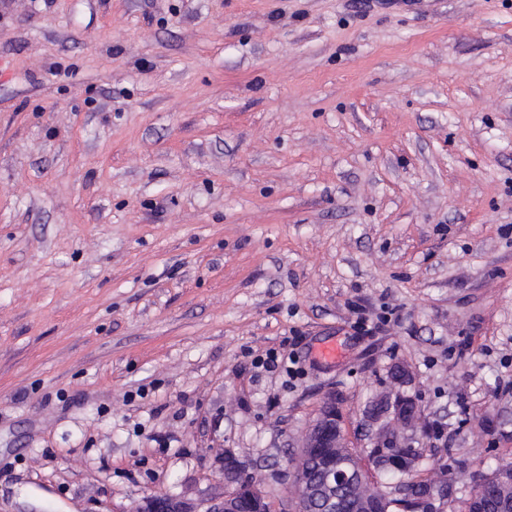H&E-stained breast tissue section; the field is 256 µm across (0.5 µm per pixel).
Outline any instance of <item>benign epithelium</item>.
Wrapping results in <instances>:
<instances>
[{
	"mask_svg": "<svg viewBox=\"0 0 512 512\" xmlns=\"http://www.w3.org/2000/svg\"><path fill=\"white\" fill-rule=\"evenodd\" d=\"M408 369L394 363L388 370V386L368 403L361 412L360 425L367 440V446L382 448L391 443L399 448H414L416 457L395 462L394 467L405 474V483L413 482L417 467L423 460V446L418 438L424 433V417L415 395L405 387L410 385ZM348 447L343 428V412L330 395L322 403L312 420L294 456L285 463L284 478L291 491L293 512H313L312 501L318 497L313 481L310 480L311 456L321 458L324 470L322 491L334 499L336 471L365 487L362 512H388L385 504L392 498L400 503L401 512H446L448 507V484L446 476L434 470L423 481V488L416 494H406L404 487L395 485L383 492L366 478V462L342 463L336 460V449ZM224 483L226 490L220 501L203 507L180 495L155 493L142 498L136 512H240L239 504L248 503L251 512H273V503L264 490L261 481L248 471L234 455L224 454Z\"/></svg>",
	"mask_w": 512,
	"mask_h": 512,
	"instance_id": "obj_1",
	"label": "benign epithelium"
}]
</instances>
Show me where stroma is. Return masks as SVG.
Returning a JSON list of instances; mask_svg holds the SVG:
<instances>
[{"label":"stroma","mask_w":512,"mask_h":512,"mask_svg":"<svg viewBox=\"0 0 512 512\" xmlns=\"http://www.w3.org/2000/svg\"><path fill=\"white\" fill-rule=\"evenodd\" d=\"M394 362L512 463V0H0V512L281 510ZM226 490L219 502L203 509V504L180 495L155 493L142 498L136 512H240L238 506L247 502L251 512H273V503L261 481L234 455L224 454Z\"/></svg>","instance_id":"35a3bbf8"}]
</instances>
